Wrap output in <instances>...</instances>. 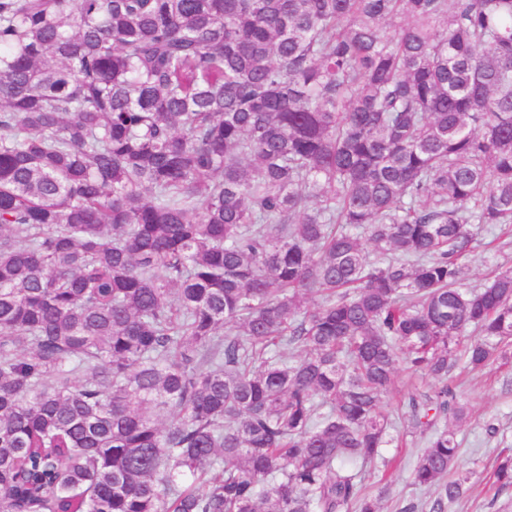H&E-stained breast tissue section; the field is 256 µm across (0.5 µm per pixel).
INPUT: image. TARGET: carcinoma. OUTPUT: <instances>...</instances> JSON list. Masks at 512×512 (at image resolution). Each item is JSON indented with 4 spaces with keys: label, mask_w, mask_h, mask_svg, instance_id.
Returning <instances> with one entry per match:
<instances>
[{
    "label": "carcinoma",
    "mask_w": 512,
    "mask_h": 512,
    "mask_svg": "<svg viewBox=\"0 0 512 512\" xmlns=\"http://www.w3.org/2000/svg\"><path fill=\"white\" fill-rule=\"evenodd\" d=\"M512 0H0V512H381L470 490L512 351ZM492 476L512 486V455ZM472 230L476 240L472 244L473 252L465 262L463 278L467 285H478L484 281L492 264L512 266V244L506 237L497 239L500 231L496 226L472 224ZM490 242L492 244L487 246ZM449 378L468 407V416L455 427L461 448L459 468L475 475L469 495L448 505L446 512H512V487L499 489L486 478L498 454L512 452V361L481 372L456 369ZM380 405L382 410L395 418L400 433H405V414L404 398L399 394H382L380 397ZM389 448H383L382 455L386 459L396 458L397 467L387 469L379 459L368 465L364 473V488L370 495H377L379 489L386 483L390 489L382 501L381 512H402L411 505L420 510V504L428 495L413 485L412 462L415 456L423 449V444L407 433L402 442Z\"/></svg>",
    "instance_id": "1"
}]
</instances>
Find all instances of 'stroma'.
Segmentation results:
<instances>
[{
  "label": "stroma",
  "instance_id": "stroma-1",
  "mask_svg": "<svg viewBox=\"0 0 512 512\" xmlns=\"http://www.w3.org/2000/svg\"><path fill=\"white\" fill-rule=\"evenodd\" d=\"M473 251L465 262L466 284L484 281L493 264L512 266V241L502 237L498 227L476 224ZM458 397L468 407L466 419L457 427L460 444L459 467L473 473L468 496L450 505L447 512H512V487L498 488L488 482L497 456L512 451V363L494 364L480 372L453 371ZM422 443L404 436L399 446L382 451L381 460L368 465L364 488L377 495L381 487L389 492L382 502V512H405L420 505L425 494L413 484L412 462L421 452Z\"/></svg>",
  "mask_w": 512,
  "mask_h": 512
}]
</instances>
